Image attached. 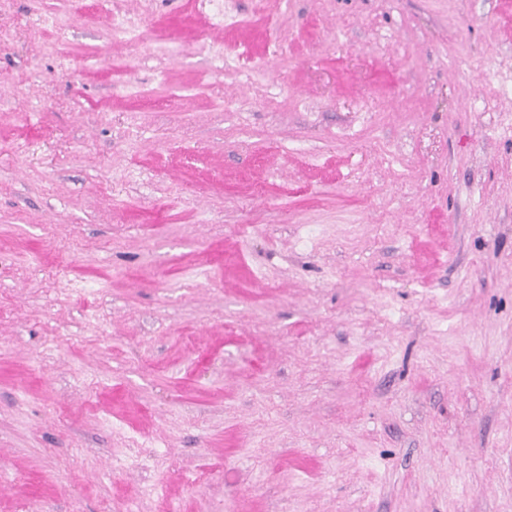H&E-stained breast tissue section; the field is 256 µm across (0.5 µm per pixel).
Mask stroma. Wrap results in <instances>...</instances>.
Segmentation results:
<instances>
[{"label": "stroma", "mask_w": 512, "mask_h": 512, "mask_svg": "<svg viewBox=\"0 0 512 512\" xmlns=\"http://www.w3.org/2000/svg\"><path fill=\"white\" fill-rule=\"evenodd\" d=\"M0 0V512H512V0Z\"/></svg>", "instance_id": "35a3bbf8"}]
</instances>
